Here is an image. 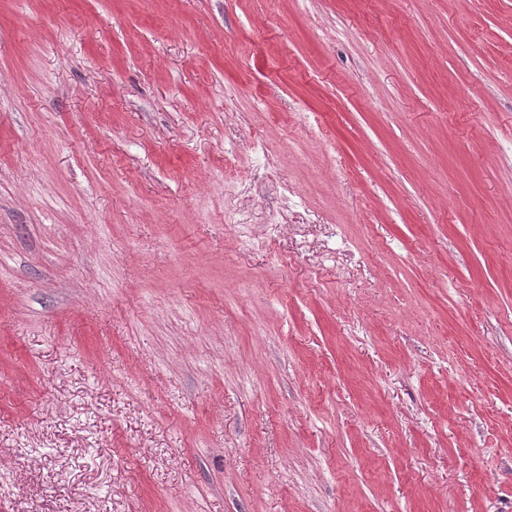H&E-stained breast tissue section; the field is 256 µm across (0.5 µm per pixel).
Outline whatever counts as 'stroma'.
<instances>
[{
    "label": "stroma",
    "instance_id": "35a3bbf8",
    "mask_svg": "<svg viewBox=\"0 0 512 512\" xmlns=\"http://www.w3.org/2000/svg\"><path fill=\"white\" fill-rule=\"evenodd\" d=\"M0 512H512V0H0Z\"/></svg>",
    "mask_w": 512,
    "mask_h": 512
}]
</instances>
